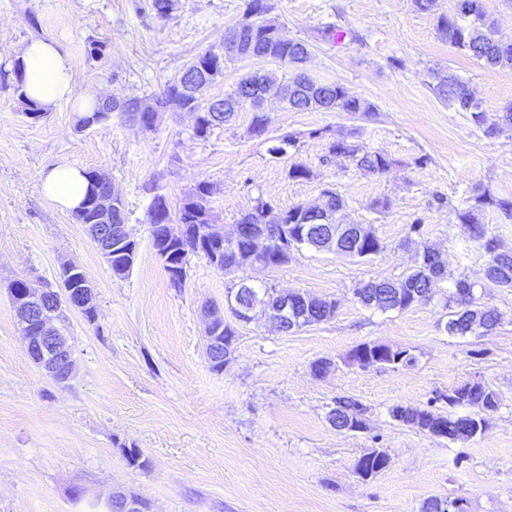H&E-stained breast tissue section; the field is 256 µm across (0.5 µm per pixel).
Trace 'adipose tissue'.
I'll return each mask as SVG.
<instances>
[{
	"instance_id": "obj_1",
	"label": "adipose tissue",
	"mask_w": 512,
	"mask_h": 512,
	"mask_svg": "<svg viewBox=\"0 0 512 512\" xmlns=\"http://www.w3.org/2000/svg\"><path fill=\"white\" fill-rule=\"evenodd\" d=\"M22 89L28 99L49 110L62 102H74L79 115L93 112L96 95L77 93L68 53L52 40H29L17 55ZM46 197L68 210L77 209L85 199L90 180L79 167L63 163L50 167L40 179Z\"/></svg>"
}]
</instances>
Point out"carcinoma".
<instances>
[{
  "label": "carcinoma",
  "instance_id": "carcinoma-1",
  "mask_svg": "<svg viewBox=\"0 0 512 512\" xmlns=\"http://www.w3.org/2000/svg\"><path fill=\"white\" fill-rule=\"evenodd\" d=\"M261 0H246L242 19L233 25L238 30L242 43L249 47L248 57H272L286 62L293 67L305 63L308 45L283 35L280 38L265 36L264 29L278 28L280 24L269 16L265 19L254 18L250 24H244L249 10L260 5ZM436 30L440 37L458 51L484 62L489 68H512V43L506 44L496 38L494 22L483 12L479 0H456L455 15L437 17ZM237 61V58L215 55L206 50L193 57L180 74L167 81L162 92L153 100L166 109L171 103L181 109L197 113L196 134L204 136L213 128L230 121L235 113L245 106L255 111L250 133L256 137L266 134L267 118L257 112L264 100L270 96L278 98L286 108L297 111L324 112H362L371 114L374 107L355 96L350 95L339 83L321 84L312 81L303 72L297 71L285 82L275 83L269 76L252 72L243 75L235 89L220 99L203 105L195 94L186 95L180 92V82L185 79L205 76L223 75L226 64ZM435 84L433 92L441 99L455 106L457 111L469 114V121L489 137L499 136L512 131V107H508L498 121L488 122L486 110L476 101L465 82L452 73L433 74ZM112 111L123 112L128 117L148 130L154 126L150 122V113L143 110L145 100L137 97H113ZM356 132L348 131L340 134L329 144V153L343 155L365 174L383 175L395 160L380 151H368L353 141ZM91 190L83 206L73 212L79 224L98 223V214L92 204L94 196L110 186V180L97 171L88 172ZM211 186L201 182L195 190L187 195L176 211L170 207H162L167 198L162 194L154 196L150 210L149 233L153 248L166 249L160 239L161 225L174 219L180 224H187L191 229L185 240L172 247L169 258L172 265L182 266L189 255L201 256L214 268L224 272V276L235 278L237 274L256 262L267 263L278 267L288 263L290 254L280 253L277 245L268 251L258 253L253 248V239L267 230L272 237L288 236L296 243L313 247L323 242L325 225L337 223V215L345 210L347 203L332 186L320 192V202L315 206L293 205L280 209L273 203L259 196L254 205L245 213L239 223L247 225L242 238L231 252L224 247L206 240L205 228L212 223L209 198ZM487 209H495L506 216H512V199L499 197L488 190L473 194L469 205L463 209L455 208L453 212L457 220L469 228L471 237L479 243L487 255L485 280L500 287L512 288V251L500 249L496 236L487 227L479 223V215ZM405 244L414 245L419 257L425 263L399 277H385L380 280L360 282L353 289L357 303L365 308H374L382 312H403L414 306L430 303L439 283L445 279L454 281V291L448 295L444 306L448 309L445 330L450 336H468L473 333V324H478L481 333L492 332L500 325V314L496 308L480 302L475 294L477 284L464 274H454L441 259L440 252L423 237V219L417 218L409 225ZM385 249V243L371 226L351 224L336 240V252L359 259L371 258ZM291 301L298 308L291 313L296 317L305 315V323L316 324L331 320L326 302L308 293L295 292ZM210 334L222 343V349L237 335L233 323L222 320L213 323ZM346 362L363 370L373 367H389L399 369L414 364L415 357L406 350L390 346L364 342L352 349L346 356ZM449 407L476 406L483 411H494L499 407L498 393L488 384L480 380H469L455 386L448 394L438 393L424 407L396 405L390 409V415L400 423L435 437H443L450 441H468L483 432L485 418L479 414L454 416L443 413L436 407L438 402ZM328 421L338 431H350L355 426L367 425L365 408L349 397H339L335 407L328 414Z\"/></svg>",
  "mask_w": 512,
  "mask_h": 512
}]
</instances>
